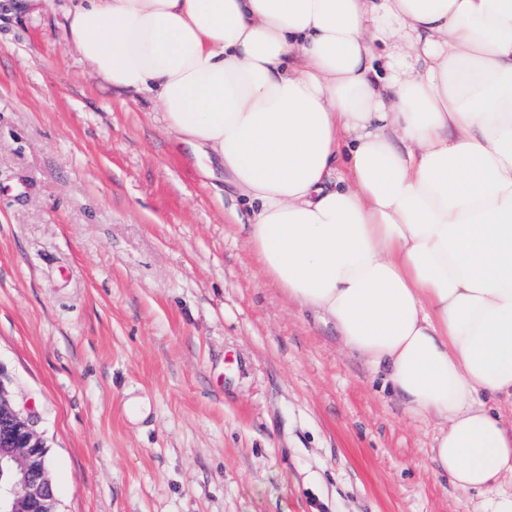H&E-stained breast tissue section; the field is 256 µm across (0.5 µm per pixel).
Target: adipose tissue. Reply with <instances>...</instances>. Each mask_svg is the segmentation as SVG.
<instances>
[{
  "label": "adipose tissue",
  "mask_w": 512,
  "mask_h": 512,
  "mask_svg": "<svg viewBox=\"0 0 512 512\" xmlns=\"http://www.w3.org/2000/svg\"><path fill=\"white\" fill-rule=\"evenodd\" d=\"M67 36L253 204L461 492L512 475V0H74Z\"/></svg>",
  "instance_id": "ef3b65f1"
}]
</instances>
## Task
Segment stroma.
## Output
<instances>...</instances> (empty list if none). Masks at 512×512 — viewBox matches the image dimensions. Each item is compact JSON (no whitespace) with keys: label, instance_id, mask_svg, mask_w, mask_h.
I'll list each match as a JSON object with an SVG mask.
<instances>
[{"label":"stroma","instance_id":"1","mask_svg":"<svg viewBox=\"0 0 512 512\" xmlns=\"http://www.w3.org/2000/svg\"><path fill=\"white\" fill-rule=\"evenodd\" d=\"M0 0V372L60 512H492L332 322L251 253L252 207L66 38Z\"/></svg>","mask_w":512,"mask_h":512}]
</instances>
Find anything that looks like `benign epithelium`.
<instances>
[{
  "label": "benign epithelium",
  "mask_w": 512,
  "mask_h": 512,
  "mask_svg": "<svg viewBox=\"0 0 512 512\" xmlns=\"http://www.w3.org/2000/svg\"><path fill=\"white\" fill-rule=\"evenodd\" d=\"M48 449L31 418L16 409L8 385L0 378V475L5 462L16 465L19 472L14 482L0 480V512H59Z\"/></svg>",
  "instance_id": "obj_1"
}]
</instances>
